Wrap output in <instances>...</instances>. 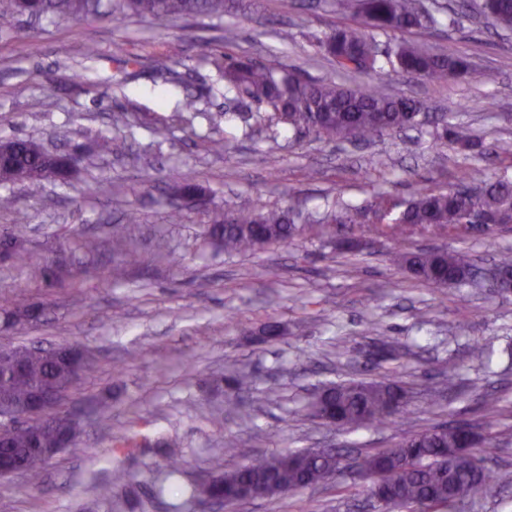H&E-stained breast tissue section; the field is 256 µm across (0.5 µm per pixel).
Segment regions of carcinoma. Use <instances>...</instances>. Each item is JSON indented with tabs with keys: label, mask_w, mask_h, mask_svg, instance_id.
I'll use <instances>...</instances> for the list:
<instances>
[{
	"label": "carcinoma",
	"mask_w": 512,
	"mask_h": 512,
	"mask_svg": "<svg viewBox=\"0 0 512 512\" xmlns=\"http://www.w3.org/2000/svg\"><path fill=\"white\" fill-rule=\"evenodd\" d=\"M230 0H37L35 15L56 19L81 20L92 16L129 15L164 22L176 17L222 16ZM472 7L504 29L512 30V0H475ZM336 10L359 14L365 24L340 27L320 42L319 48L342 71L370 74L379 68L380 58L398 71L431 83L450 79L471 82L481 74L467 57L453 46L435 54L401 42L380 47L374 32L406 31L420 25L423 17L419 0H336ZM18 10L14 0L0 6V31L15 25ZM211 63L224 74V83L238 100L265 105L268 112L257 115L270 137L282 128L311 132L334 141L349 137L370 140L383 131H399L417 125L425 115L424 103L413 97L390 98L335 83L311 82L284 75L276 67L257 65L232 57H215ZM14 155L6 180L37 182L42 179V147L29 139L5 141ZM512 206V181L497 179L469 195V190L449 192L417 190L400 203L381 198L369 210L346 208L333 215L336 224H361L366 213L374 223H387L391 233L402 236L410 230L440 233L461 229L466 208L475 207L484 216L496 218ZM291 211H226L213 219L212 240L229 253H246L264 245L286 243L298 233L313 227L296 226ZM113 249L130 264L139 262L129 232L112 238ZM393 261L406 266L419 280L437 288H460L470 281L475 266L461 252L397 253ZM16 362L0 360V398L21 407L36 389L66 394L78 376L92 367L85 359L78 371L71 372L58 356L36 347L14 349ZM404 393L395 382H347L330 387L326 398L313 403L315 416L338 429L350 431L363 425H381L398 413L396 396ZM60 426L35 420L26 428L0 435V454H19L28 447L31 435L45 448L56 446ZM459 427L434 426L402 438L390 448L364 452L349 460L334 448L310 458L307 451H296L261 458L222 474L224 482L208 487L192 485L188 500L207 493L215 499L234 503L236 486L271 476L293 493L326 482L333 470L352 467L358 472L381 475V482L369 485L367 493L395 503L406 512H454L457 503L486 492L496 481L484 464L481 449H473L466 467L452 470L460 451Z\"/></svg>",
	"instance_id": "obj_1"
}]
</instances>
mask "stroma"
Returning a JSON list of instances; mask_svg holds the SVG:
<instances>
[{
	"label": "stroma",
	"mask_w": 512,
	"mask_h": 512,
	"mask_svg": "<svg viewBox=\"0 0 512 512\" xmlns=\"http://www.w3.org/2000/svg\"><path fill=\"white\" fill-rule=\"evenodd\" d=\"M434 22L406 32L377 33L381 45L409 41L456 48L483 79L433 84L390 67L370 75L336 71L317 42L348 23L334 0H243L221 17H185L159 26L131 17L119 23L18 16L0 32V141L33 139L52 153L80 158L67 179L28 186L0 181V235L17 213L27 217L21 243L36 262L0 249V346L90 349L95 368L62 406L87 401L104 416L83 424L76 444L48 461L39 481L0 478V512H194L184 494L155 497L169 454L189 481L249 460L327 441L349 450L389 448L432 426L469 423L494 441L488 464L512 475V295L482 285L434 288L394 264L396 252L460 251L478 268L512 251V224L488 232L413 231L394 237L385 226L334 224L343 205L392 202L416 189L448 192L465 173L512 179V156L493 153L512 140V32L466 10L463 0H430ZM99 54L84 57L85 44ZM229 54L288 66L304 78L392 96L430 108L429 123L372 141L328 142L311 133L245 129L239 104L211 57ZM197 101L186 112V98ZM232 118L212 126L217 112ZM477 139L466 149L442 139L443 123ZM120 142L104 154L101 137ZM223 139L227 150L211 149ZM384 156L383 168L371 164ZM201 191L193 202L175 193L173 174ZM112 185L111 197L98 194ZM293 209L308 233L247 253H227L204 236L227 210ZM141 255L127 267L111 248L126 213ZM180 213L173 224L171 213ZM361 241L358 255L338 244ZM40 319L8 322L29 302ZM282 334L262 340L264 325ZM243 367L251 391L229 396L224 376ZM398 382L409 398L392 424L340 433L307 405L325 386ZM496 398L498 412L486 410ZM134 437L115 449L117 437ZM239 452L224 453L225 440ZM133 474L116 484L113 469ZM111 484L109 498L98 492ZM363 483L345 471L327 485L244 501L232 512H372Z\"/></svg>",
	"instance_id": "stroma-1"
}]
</instances>
